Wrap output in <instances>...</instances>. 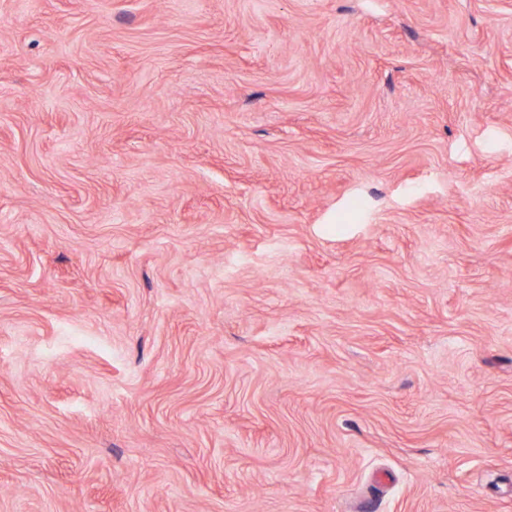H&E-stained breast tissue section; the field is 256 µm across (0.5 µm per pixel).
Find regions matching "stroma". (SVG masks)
<instances>
[{
  "instance_id": "obj_1",
  "label": "stroma",
  "mask_w": 512,
  "mask_h": 512,
  "mask_svg": "<svg viewBox=\"0 0 512 512\" xmlns=\"http://www.w3.org/2000/svg\"><path fill=\"white\" fill-rule=\"evenodd\" d=\"M512 512V0H0V512Z\"/></svg>"
}]
</instances>
